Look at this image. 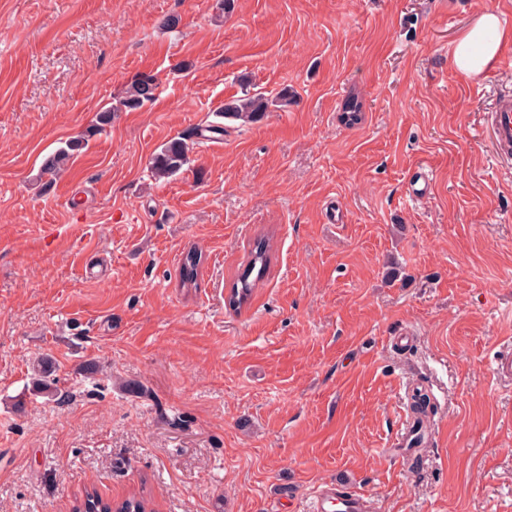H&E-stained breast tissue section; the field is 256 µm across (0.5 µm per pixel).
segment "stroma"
Here are the masks:
<instances>
[{"instance_id": "stroma-1", "label": "stroma", "mask_w": 512, "mask_h": 512, "mask_svg": "<svg viewBox=\"0 0 512 512\" xmlns=\"http://www.w3.org/2000/svg\"><path fill=\"white\" fill-rule=\"evenodd\" d=\"M492 10L512 29V0H0V512H73L88 490L306 512L330 482L375 512H512V163L484 131L512 41L478 75L453 64ZM145 73L155 99L99 128ZM246 91L264 119H223ZM208 125L223 134L153 178ZM266 233L269 274L233 309ZM415 387L436 412L414 459ZM196 130L170 140L155 153L151 161V170L158 177H171L180 172L190 162L188 140L197 136ZM80 146V141H71L66 143V147H61L48 155L43 161L42 173L50 176L58 175L68 167L74 151L79 150Z\"/></svg>"}]
</instances>
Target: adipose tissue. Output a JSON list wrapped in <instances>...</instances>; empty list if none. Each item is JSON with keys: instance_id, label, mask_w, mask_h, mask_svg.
<instances>
[{"instance_id": "ef3b65f1", "label": "adipose tissue", "mask_w": 512, "mask_h": 512, "mask_svg": "<svg viewBox=\"0 0 512 512\" xmlns=\"http://www.w3.org/2000/svg\"><path fill=\"white\" fill-rule=\"evenodd\" d=\"M512 39V31L503 28L496 13L487 12L458 42L453 62L456 69L471 76L483 71L498 55L504 41Z\"/></svg>"}]
</instances>
